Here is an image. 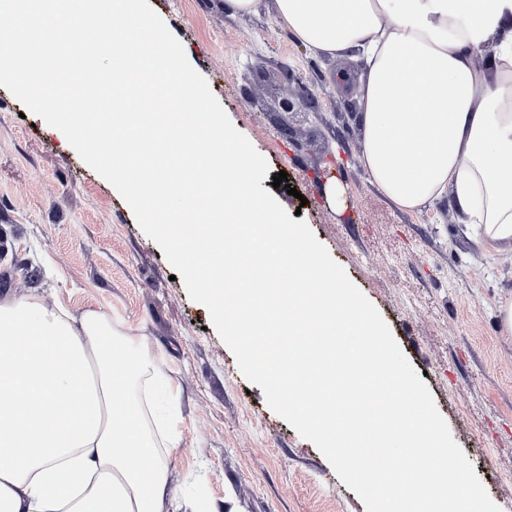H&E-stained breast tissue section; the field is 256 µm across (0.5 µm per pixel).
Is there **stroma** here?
<instances>
[{
	"label": "stroma",
	"instance_id": "obj_1",
	"mask_svg": "<svg viewBox=\"0 0 512 512\" xmlns=\"http://www.w3.org/2000/svg\"><path fill=\"white\" fill-rule=\"evenodd\" d=\"M148 3L266 158L262 188L299 213L379 310L488 495L512 512V337L501 336L496 314L512 291V258L485 255L448 202L405 213L370 184L360 132L341 119L357 102L337 82L340 64L282 31L272 0L247 16L217 0ZM285 65L294 81L284 79ZM301 82L315 95L314 112H279L278 100ZM282 171L289 187L272 188ZM331 183L342 202L328 197ZM174 273L117 190L0 86V291L38 289L48 302L100 310L163 358L181 419L169 479L189 502L229 512H366L249 384L208 309Z\"/></svg>",
	"mask_w": 512,
	"mask_h": 512
}]
</instances>
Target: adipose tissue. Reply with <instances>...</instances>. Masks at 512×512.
<instances>
[{
	"mask_svg": "<svg viewBox=\"0 0 512 512\" xmlns=\"http://www.w3.org/2000/svg\"><path fill=\"white\" fill-rule=\"evenodd\" d=\"M352 84L369 180L400 211L450 198L482 252L512 255V0H274ZM483 65H476V57ZM105 313L0 298V512H187L167 462L179 390Z\"/></svg>",
	"mask_w": 512,
	"mask_h": 512,
	"instance_id": "obj_1",
	"label": "adipose tissue"
}]
</instances>
